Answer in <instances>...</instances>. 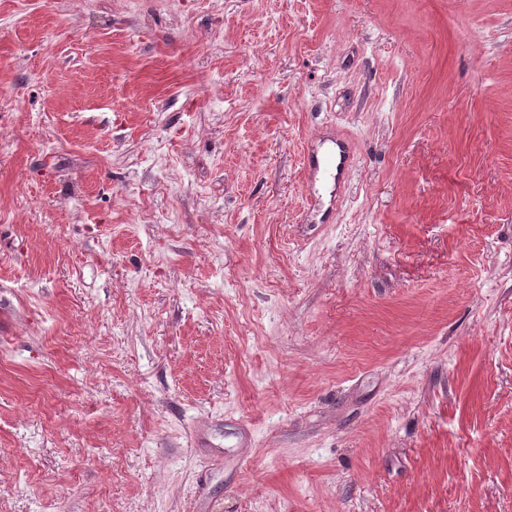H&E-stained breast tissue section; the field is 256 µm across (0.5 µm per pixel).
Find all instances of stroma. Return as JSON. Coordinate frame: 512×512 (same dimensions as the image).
<instances>
[{
  "mask_svg": "<svg viewBox=\"0 0 512 512\" xmlns=\"http://www.w3.org/2000/svg\"><path fill=\"white\" fill-rule=\"evenodd\" d=\"M0 512H512V0H0Z\"/></svg>",
  "mask_w": 512,
  "mask_h": 512,
  "instance_id": "1",
  "label": "stroma"
}]
</instances>
